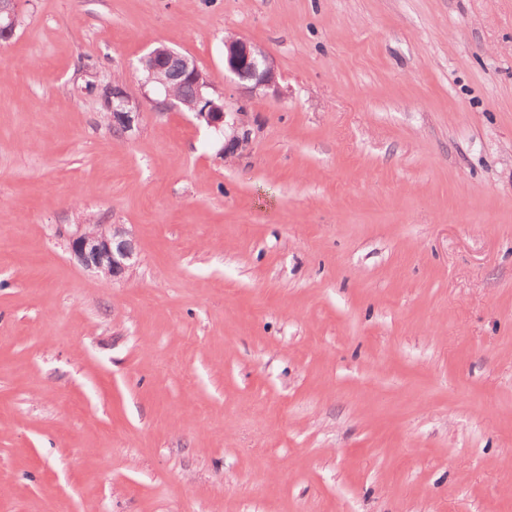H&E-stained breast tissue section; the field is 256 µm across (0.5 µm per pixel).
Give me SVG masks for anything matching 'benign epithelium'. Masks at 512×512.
<instances>
[{"label": "benign epithelium", "instance_id": "1", "mask_svg": "<svg viewBox=\"0 0 512 512\" xmlns=\"http://www.w3.org/2000/svg\"><path fill=\"white\" fill-rule=\"evenodd\" d=\"M16 29V10L10 6L0 10V42L7 43ZM144 84H159L155 96L144 95L142 100L130 97L120 83L109 88L111 112L109 124L123 136L139 128L142 112L164 113L173 108H185L224 136V153L244 152L251 142L248 113L243 106L233 109L224 103L207 100L203 90L211 88L209 76L189 56L168 47H157L141 60ZM224 78L234 81L246 96L257 90L282 94L277 70L271 56L260 46L238 37L224 39ZM191 83L197 89L191 102L179 98L174 90L180 84ZM70 249L77 261L97 275L114 282L122 281L137 263L130 233L122 224H83L69 239Z\"/></svg>", "mask_w": 512, "mask_h": 512}]
</instances>
